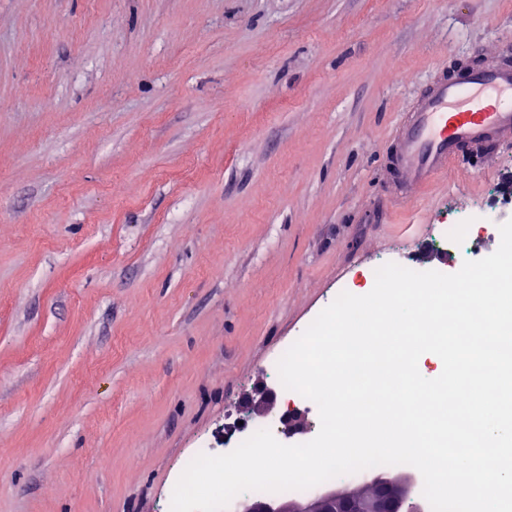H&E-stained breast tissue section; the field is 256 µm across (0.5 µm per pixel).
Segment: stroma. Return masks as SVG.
I'll return each instance as SVG.
<instances>
[{"label":"stroma","instance_id":"1","mask_svg":"<svg viewBox=\"0 0 512 512\" xmlns=\"http://www.w3.org/2000/svg\"><path fill=\"white\" fill-rule=\"evenodd\" d=\"M512 0H0V512H165L280 348L512 180V141L387 203L436 71Z\"/></svg>","mask_w":512,"mask_h":512}]
</instances>
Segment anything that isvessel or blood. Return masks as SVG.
Instances as JSON below:
<instances>
[{"instance_id":"vessel-or-blood-1","label":"vessel or blood","mask_w":512,"mask_h":512,"mask_svg":"<svg viewBox=\"0 0 512 512\" xmlns=\"http://www.w3.org/2000/svg\"><path fill=\"white\" fill-rule=\"evenodd\" d=\"M394 165L404 183L428 184L464 156L512 140V64L500 61L459 80L441 78L396 132Z\"/></svg>"}]
</instances>
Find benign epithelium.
<instances>
[{
    "label": "benign epithelium",
    "mask_w": 512,
    "mask_h": 512,
    "mask_svg": "<svg viewBox=\"0 0 512 512\" xmlns=\"http://www.w3.org/2000/svg\"><path fill=\"white\" fill-rule=\"evenodd\" d=\"M413 483L410 474L353 478L342 490L318 492L304 501L246 499L238 512H421L411 496Z\"/></svg>",
    "instance_id": "benign-epithelium-1"
}]
</instances>
